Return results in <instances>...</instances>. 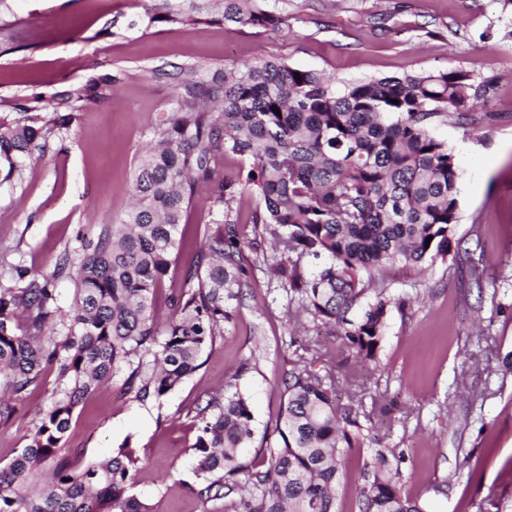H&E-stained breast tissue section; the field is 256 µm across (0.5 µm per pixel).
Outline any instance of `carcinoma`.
<instances>
[{"instance_id":"1","label":"carcinoma","mask_w":512,"mask_h":512,"mask_svg":"<svg viewBox=\"0 0 512 512\" xmlns=\"http://www.w3.org/2000/svg\"><path fill=\"white\" fill-rule=\"evenodd\" d=\"M142 23L192 25L208 20L259 28L288 25L264 0H142ZM301 79H295V74ZM110 74L50 97L55 109L98 97ZM493 82L473 70L346 81L278 60L217 70L191 80L168 126L140 156L131 210L119 224H96L79 236L80 253L58 256L54 273L76 268L70 310L51 281L24 266L0 283V424L57 371L60 390L30 442L0 468V512H148L131 493L139 460L126 447L74 468L61 441L75 409L103 382L125 372L124 394L158 401L201 365L206 349L237 313L256 264L297 311L339 329L347 347L378 363L396 300L384 286L361 304L375 275L397 263L423 267L457 257L459 169L434 137L439 116L474 122V102ZM46 122L38 113L0 123V159L21 170ZM251 160L245 178L213 192L216 218L183 276L177 317L161 324L154 296L175 262L177 233L220 159ZM253 199L250 231L240 202ZM283 246L267 255L262 243ZM299 358L282 377L279 440L256 455L254 416L235 384L199 410L192 493L222 502L224 512H336V487L348 450L369 429L342 409L329 374ZM393 448H377L363 472L358 512H426L404 493Z\"/></svg>"}]
</instances>
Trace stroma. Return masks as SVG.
<instances>
[{
	"label": "stroma",
	"instance_id": "obj_1",
	"mask_svg": "<svg viewBox=\"0 0 512 512\" xmlns=\"http://www.w3.org/2000/svg\"><path fill=\"white\" fill-rule=\"evenodd\" d=\"M279 29L239 24L141 22L142 0H17L19 22L0 29V120L21 108L54 119L50 94L112 74L97 102L71 112L66 129L47 134L21 175L0 163V280L22 265L51 275L57 257L79 247L90 224H117L131 202L140 155L171 116L179 67L195 79L277 58L288 66L346 80L445 70L494 79L472 125L437 118L433 135L459 168L454 234L481 255L482 289L470 288L456 262L386 270L389 291L406 301L391 311L379 369L363 363L331 327L289 309L283 290L256 268L253 286L203 364L157 402L124 395L123 375L76 408L62 445L81 467L129 445L143 467L132 491L150 512H220L191 492L197 411L230 376L250 400L256 437L272 432L282 374L297 346L322 356L341 406L358 412L373 441L348 451L337 512H353L360 473L375 444L403 456L404 491L427 512H512V9L503 0H278ZM497 112L483 122L484 110ZM216 209L207 197L181 227L175 263L156 311L176 312L183 273ZM57 372L0 425V467L24 448L52 406Z\"/></svg>",
	"mask_w": 512,
	"mask_h": 512
}]
</instances>
